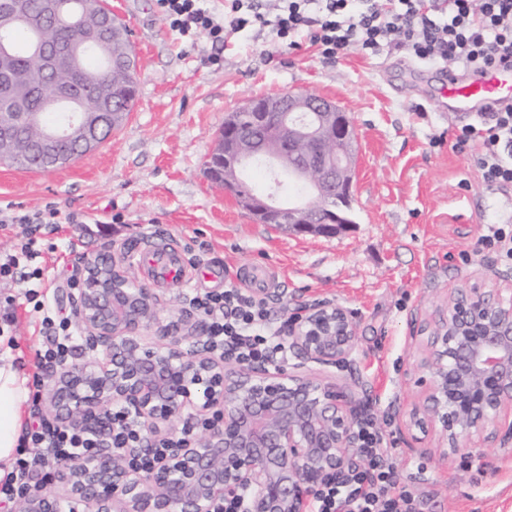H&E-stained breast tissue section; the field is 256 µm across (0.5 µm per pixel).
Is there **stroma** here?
<instances>
[{
	"label": "stroma",
	"instance_id": "1",
	"mask_svg": "<svg viewBox=\"0 0 512 512\" xmlns=\"http://www.w3.org/2000/svg\"><path fill=\"white\" fill-rule=\"evenodd\" d=\"M132 32L137 96L125 122L94 151L48 172L0 162V210H56L54 232L37 230L45 288L0 280V352L34 375L42 348L35 300L70 316L61 290L87 261L130 246L199 255L188 283L157 282L160 317L189 316L190 292H220L226 281L263 267L276 317L323 300L351 311L353 360L326 369L352 387L392 451L399 485L420 497L421 512H512V439L496 437L479 457L441 467L433 434L407 429L422 399L418 362L434 315L455 289L512 286V264L483 238L512 193L485 188L454 143L463 116L438 111L437 65L402 52L324 60L316 48L274 50L266 34L244 29L218 48L203 35L169 29L157 0H108ZM221 53L222 68L208 56ZM305 89L335 102L357 132V175L349 229L296 233L257 223L206 162L229 112L252 99Z\"/></svg>",
	"mask_w": 512,
	"mask_h": 512
}]
</instances>
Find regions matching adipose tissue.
I'll list each match as a JSON object with an SVG mask.
<instances>
[{
  "label": "adipose tissue",
  "mask_w": 512,
  "mask_h": 512,
  "mask_svg": "<svg viewBox=\"0 0 512 512\" xmlns=\"http://www.w3.org/2000/svg\"><path fill=\"white\" fill-rule=\"evenodd\" d=\"M28 377L10 353H0V478L15 465L29 400Z\"/></svg>",
  "instance_id": "adipose-tissue-1"
}]
</instances>
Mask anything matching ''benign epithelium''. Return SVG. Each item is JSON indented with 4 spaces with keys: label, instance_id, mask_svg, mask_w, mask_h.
<instances>
[{
    "label": "benign epithelium",
    "instance_id": "obj_1",
    "mask_svg": "<svg viewBox=\"0 0 512 512\" xmlns=\"http://www.w3.org/2000/svg\"><path fill=\"white\" fill-rule=\"evenodd\" d=\"M54 7L55 0H42L40 11L15 19L43 32ZM29 52L41 75L78 70V58L54 54L40 38ZM36 94L43 107L71 112L72 121L32 134L28 156L51 155L62 140L90 152L117 116L108 98L97 111H83L67 82L48 89L40 82ZM241 111L248 123L224 120L209 163L236 203L262 224H286L297 233L328 235L352 224L356 131L349 114L302 90L253 99ZM15 144L12 124L0 121V158L10 157ZM248 160L309 186L329 206L285 204L276 191L238 193L237 172ZM129 256L123 247L83 267L72 312L92 356L52 367L46 402L60 426L103 435L104 415L115 406L129 409L140 444L166 440L171 448L147 472L131 463L136 448L71 457L51 481L53 490L21 493L13 512H62L66 505L69 512H213L229 498L242 512H306L315 492L345 482L362 459L355 425L366 407L354 391L316 377L308 365L352 360L357 325L350 313L321 301L286 318L282 339L295 363L288 371L272 369L216 354L204 341L208 324L201 316L161 323L160 298L129 275ZM153 327L155 341L147 335ZM419 369L423 409L411 422L436 432L439 466L460 454L474 457L512 411V302L478 286L450 296ZM182 416L205 423L202 439H180L174 419Z\"/></svg>",
    "mask_w": 512,
    "mask_h": 512
}]
</instances>
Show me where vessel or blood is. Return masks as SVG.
<instances>
[{
  "label": "vessel or blood",
  "instance_id": "vessel-or-blood-1",
  "mask_svg": "<svg viewBox=\"0 0 512 512\" xmlns=\"http://www.w3.org/2000/svg\"><path fill=\"white\" fill-rule=\"evenodd\" d=\"M506 103H512V64L504 62L467 78L447 69L441 72V111L474 115ZM148 267L156 278L186 277L183 263L161 256L151 257Z\"/></svg>",
  "mask_w": 512,
  "mask_h": 512
}]
</instances>
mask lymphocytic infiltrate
<instances>
[{"mask_svg": "<svg viewBox=\"0 0 512 512\" xmlns=\"http://www.w3.org/2000/svg\"><path fill=\"white\" fill-rule=\"evenodd\" d=\"M158 2L172 30L203 34L215 44L251 26L291 49L309 40L327 60L351 51L376 56L403 50L422 62L446 63L462 76L512 61V0H225L220 16L204 0ZM455 148L471 157L485 187L512 186V105L462 126ZM187 301L209 320L215 351L275 367L287 361L288 345L265 298L228 282L223 292L191 294ZM108 418L114 429L104 438L40 420L26 430L12 473L0 481V495L34 486L38 460L57 465L73 455H96L105 444L135 447L132 414L115 407ZM358 435L369 468L352 474L350 491L330 486L316 493L311 512H418L413 496L398 486L391 451L374 424L360 422Z\"/></svg>", "mask_w": 512, "mask_h": 512, "instance_id": "1", "label": "lymphocytic infiltrate"}]
</instances>
